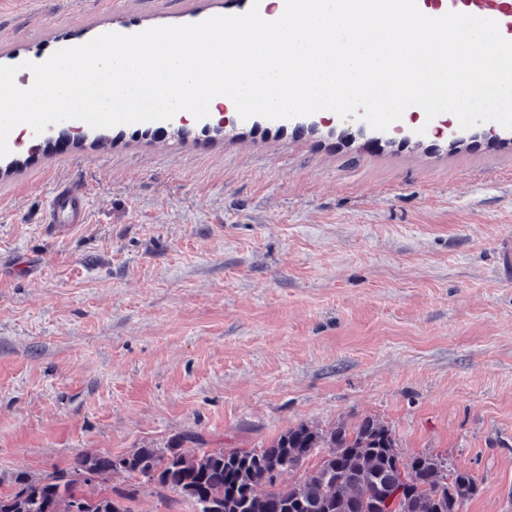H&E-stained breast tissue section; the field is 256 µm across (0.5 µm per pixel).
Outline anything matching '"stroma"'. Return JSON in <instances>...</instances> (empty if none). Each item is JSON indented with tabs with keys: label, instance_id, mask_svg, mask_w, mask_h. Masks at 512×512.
Instances as JSON below:
<instances>
[{
	"label": "stroma",
	"instance_id": "obj_1",
	"mask_svg": "<svg viewBox=\"0 0 512 512\" xmlns=\"http://www.w3.org/2000/svg\"><path fill=\"white\" fill-rule=\"evenodd\" d=\"M252 0H0V65ZM0 158V475L373 417L512 512V130L231 114ZM86 194V221L48 200Z\"/></svg>",
	"mask_w": 512,
	"mask_h": 512
}]
</instances>
